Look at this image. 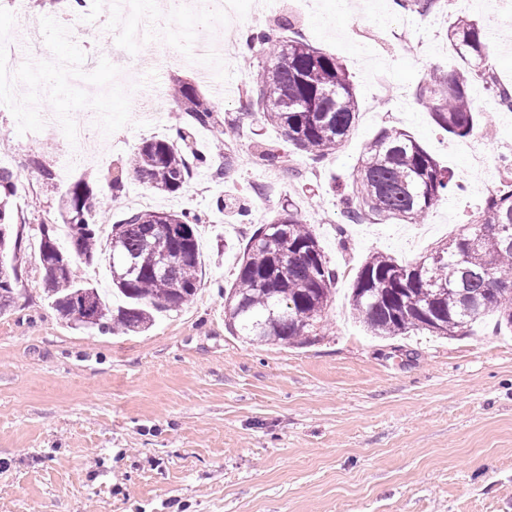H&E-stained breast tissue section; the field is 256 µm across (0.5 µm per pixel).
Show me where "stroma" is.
Listing matches in <instances>:
<instances>
[{
    "mask_svg": "<svg viewBox=\"0 0 512 512\" xmlns=\"http://www.w3.org/2000/svg\"><path fill=\"white\" fill-rule=\"evenodd\" d=\"M308 2L234 0L225 27L191 13L175 36L125 42L121 8L86 9L76 20L67 0H0V34L27 38V68L55 73L0 100V167L17 178L10 203L22 238L14 304L0 313V512H512V331L490 316L468 336L381 338L349 305L368 255L419 261L445 241L438 225L459 233L501 189L512 110L473 80L469 93L492 134L458 140L416 92L454 67L447 31L459 15L493 32L488 59L512 86V0H440L424 16L396 0H379L373 13L365 0L349 11L336 0ZM286 15L309 44L336 56L357 96L354 130L317 163L251 113L250 72L261 58L237 55L207 77L188 55L194 41L236 36L238 23L273 28ZM186 83L215 104L219 123L195 134L209 165L165 194L132 177L127 161L142 141L172 135L182 114L171 91ZM145 85L164 109L142 107ZM91 109L107 131L97 162L64 134L72 116ZM392 127L435 155L464 191L424 216L430 236L414 223L368 220L346 224L339 238L335 185ZM257 142L280 153L281 166L254 153ZM228 147L236 166L215 178ZM117 175L124 189L103 228L141 196L152 210L202 218L196 297L149 331L123 336L66 324L35 260L41 227L61 221L65 189L82 180L100 196ZM221 199L247 204L250 223L218 210ZM289 204L339 272L326 332L302 348L251 343L224 326L222 290L254 225Z\"/></svg>",
    "mask_w": 512,
    "mask_h": 512,
    "instance_id": "obj_1",
    "label": "stroma"
}]
</instances>
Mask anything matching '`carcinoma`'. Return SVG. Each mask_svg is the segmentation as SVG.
I'll return each instance as SVG.
<instances>
[{"label": "carcinoma", "instance_id": "1", "mask_svg": "<svg viewBox=\"0 0 512 512\" xmlns=\"http://www.w3.org/2000/svg\"><path fill=\"white\" fill-rule=\"evenodd\" d=\"M420 15L438 0H397ZM280 29L291 32L273 42L265 31L248 34L247 56L265 55L267 65L254 82L257 108L264 122L278 128L296 150L315 162L333 153L352 132L358 114L353 81L336 57L312 47L294 31L288 17ZM489 36L480 23L458 16L448 25V47L459 67L429 81L417 102L434 122L455 138L484 133L478 106L469 94L482 79L501 105L512 108V90L490 73L485 51ZM176 103L184 125L169 139L142 142L132 166L137 179L161 192L176 193L187 184L192 166L206 163L193 154V130L216 122L215 106L194 88L180 86ZM452 176L408 132L384 129L369 144L365 158L339 194L341 214L358 224L395 218L416 222L451 189ZM17 178L0 168V312L14 302L18 280L14 255L21 250L13 235L10 198ZM69 247L61 248L56 227H44L37 261L44 291L60 318L78 328L115 330L122 334L149 330L155 313L190 302L200 286L201 252L197 219L187 213L128 211L102 238L97 222L106 202L89 186L75 183L65 191ZM486 225L474 237H452L412 264L375 253L357 271L351 309L378 337L428 331L435 336H467L486 317L512 330V179L490 196L473 220ZM169 258L165 268L159 259ZM108 260L112 285L126 305L112 308L91 283L78 275L80 266ZM338 271L332 268L310 225L293 205L260 225L247 243L238 274L224 289L227 329L248 341L307 345L325 330V312ZM88 298L97 320L75 316V303Z\"/></svg>", "mask_w": 512, "mask_h": 512}]
</instances>
